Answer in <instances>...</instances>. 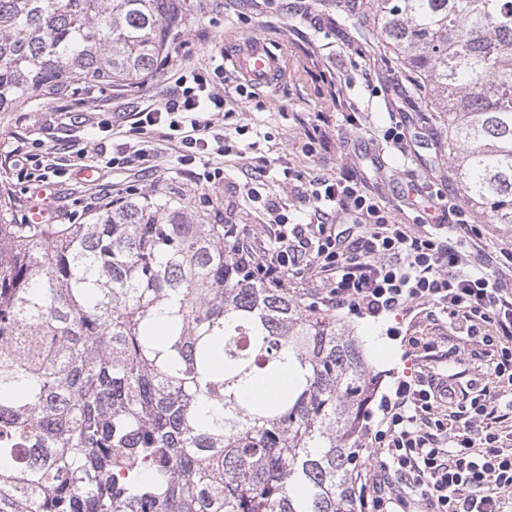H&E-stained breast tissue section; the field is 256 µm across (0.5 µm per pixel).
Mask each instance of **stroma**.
<instances>
[{"mask_svg": "<svg viewBox=\"0 0 512 512\" xmlns=\"http://www.w3.org/2000/svg\"><path fill=\"white\" fill-rule=\"evenodd\" d=\"M165 40L169 64L158 67L140 84L109 86L80 84L76 94L42 99L37 107L0 112V188L7 191V205L14 223H26L34 205L27 155L54 153L61 167L52 177L54 210L58 223L83 224L93 216L90 202L99 190L111 187H146L152 193L186 204L209 223L239 225L247 240L261 244L268 228L245 197L244 186L258 170H265L267 196L287 203L290 216L303 211L294 185L285 181L284 168L303 180L345 171L363 178L382 206L396 221L415 223L427 201L405 195L412 183L442 193L447 202L462 197L448 164L447 118L433 111L431 95L408 83L394 85L397 64L380 38L344 31L338 24L336 0H170ZM259 35L281 62L275 86L253 90L250 97L234 95L237 84L225 73L233 114L228 127L247 126L242 153L209 154L210 165L222 167L219 187L202 185L182 171L175 142L153 132L155 169L150 174L119 168L111 163L119 144L137 146L128 114L147 101L161 97L173 85L177 68H212L229 51L226 38ZM325 71L340 80V102L332 104L312 73ZM326 112L322 148L308 153L306 131L316 113ZM400 119L411 135L406 152H399L383 138L392 119ZM86 166L99 170L97 182L78 178ZM340 321L360 336L370 375L387 392L394 373L411 367L409 337L428 336L443 347L455 349L451 361H430L427 371L455 374L461 381L483 378L488 361L480 343L457 337L448 321H432L422 313L393 318L359 317L339 312Z\"/></svg>", "mask_w": 512, "mask_h": 512, "instance_id": "35a3bbf8", "label": "stroma"}]
</instances>
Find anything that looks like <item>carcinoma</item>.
<instances>
[{
	"instance_id": "carcinoma-1",
	"label": "carcinoma",
	"mask_w": 512,
	"mask_h": 512,
	"mask_svg": "<svg viewBox=\"0 0 512 512\" xmlns=\"http://www.w3.org/2000/svg\"><path fill=\"white\" fill-rule=\"evenodd\" d=\"M164 0H0V112L161 62ZM448 114L464 202L512 224V0L358 15ZM162 196L87 224L0 210V512H358L359 337L236 268ZM273 374L288 389L244 391Z\"/></svg>"
}]
</instances>
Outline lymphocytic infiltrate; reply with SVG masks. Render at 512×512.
<instances>
[{
    "label": "lymphocytic infiltrate",
    "instance_id": "lymphocytic-infiltrate-1",
    "mask_svg": "<svg viewBox=\"0 0 512 512\" xmlns=\"http://www.w3.org/2000/svg\"><path fill=\"white\" fill-rule=\"evenodd\" d=\"M212 71L180 70L175 87L158 103L132 115V130L155 128L180 141L181 165L194 164L209 142L220 153L234 149L215 127L224 114L225 92ZM260 178L247 189L261 203L271 236L263 250L238 241L228 224L238 268L257 271L284 288L311 273L314 305L376 317L425 305L459 336L479 339L489 359V383L462 391L431 373L397 379L381 403L379 421H365L364 448L379 449L376 473L365 478L361 512H504L512 492V400L497 406L492 387L512 388V284L504 268L484 270L466 260L482 232L463 208L449 210L444 224H402L357 176L325 174L302 188L309 220L290 223L287 204L263 196ZM344 215L332 223L331 215Z\"/></svg>",
    "mask_w": 512,
    "mask_h": 512
}]
</instances>
